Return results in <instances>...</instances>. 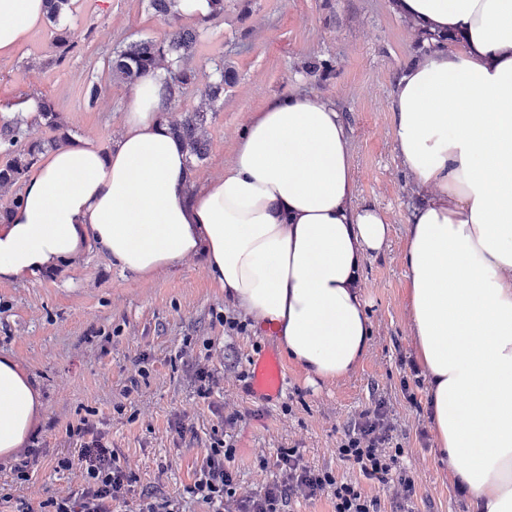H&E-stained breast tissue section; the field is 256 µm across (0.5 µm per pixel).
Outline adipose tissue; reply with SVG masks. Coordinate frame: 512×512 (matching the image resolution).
Instances as JSON below:
<instances>
[{
	"instance_id": "ef3b65f1",
	"label": "adipose tissue",
	"mask_w": 512,
	"mask_h": 512,
	"mask_svg": "<svg viewBox=\"0 0 512 512\" xmlns=\"http://www.w3.org/2000/svg\"><path fill=\"white\" fill-rule=\"evenodd\" d=\"M392 9L460 44L414 61L391 100L420 198L407 219L408 311L439 461L466 485L469 512H512V0ZM46 14L44 0H0V57ZM170 108L161 69L133 86L109 150L49 153L0 224V281L56 270L90 242L136 277L198 257L308 379L349 376L373 333L361 266L389 226L356 200L341 112L314 92L272 97L223 176L195 191ZM40 411L17 362L0 357V453L23 447Z\"/></svg>"
}]
</instances>
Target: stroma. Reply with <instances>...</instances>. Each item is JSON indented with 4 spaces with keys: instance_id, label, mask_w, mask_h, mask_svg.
<instances>
[{
    "instance_id": "1",
    "label": "stroma",
    "mask_w": 512,
    "mask_h": 512,
    "mask_svg": "<svg viewBox=\"0 0 512 512\" xmlns=\"http://www.w3.org/2000/svg\"><path fill=\"white\" fill-rule=\"evenodd\" d=\"M66 25L73 49L63 64L47 63L56 54L47 22L12 56L0 58V115L44 94L58 105L74 140L105 149L122 127L130 93L112 80L105 59L124 38L159 39L168 26L146 0H74ZM422 53L391 0H251L245 11L237 0H225L224 16L209 23L194 64L223 58L237 80L213 115L209 154L191 187L223 174L239 131L271 97L300 90L334 102L349 128L357 196L382 210L390 224L382 250L362 265L373 323L368 353L355 372L335 382H310L286 363L282 395L272 402L254 399L235 370L279 348V338L258 322L245 334L225 336L217 317L233 307L201 259L137 278L89 247L53 273L0 282V356L13 358L40 393L43 414L34 437L44 451L29 481L13 484L2 471L0 485L12 483L13 495L25 499L30 512L67 491L77 478L56 462L78 450L67 431L85 417L136 469L134 496L117 512H134L138 498L152 493L173 499L180 512H208L187 488L213 432L225 429V413L237 410L242 421L225 430L236 448L229 467L239 493H258L271 480L260 455L295 447L308 464L358 481L374 495L377 486L340 463L336 448L349 419L379 394L406 448L401 465L417 481L414 512H466L436 462L430 414L414 408L426 402V388L403 389L416 356L404 252L407 217L418 199L395 150L390 100L401 72ZM315 58L330 60L333 72L307 74L305 65ZM94 82L101 94L91 105L85 88ZM201 364L219 379L206 403L195 394ZM142 367L147 376L139 375ZM182 416L193 431L181 438L174 424Z\"/></svg>"
}]
</instances>
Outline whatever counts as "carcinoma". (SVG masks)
Returning a JSON list of instances; mask_svg holds the SVG:
<instances>
[{"mask_svg":"<svg viewBox=\"0 0 512 512\" xmlns=\"http://www.w3.org/2000/svg\"><path fill=\"white\" fill-rule=\"evenodd\" d=\"M47 20L53 24L57 53L50 63L59 65L71 50L67 29L60 26L62 8H72L71 0H46ZM173 0H148L153 14L165 20L170 30L160 40L135 39L116 47L107 60L112 78L128 85L157 69L167 70L166 86L172 104H177L192 87L197 88L204 105L183 113L180 119L168 121L170 132L182 143L189 162L199 163L207 156L209 145L210 112L224 100V87L232 84L235 72L214 62L209 71L190 66L200 39L197 27L180 24L172 11ZM37 117L56 132L50 139L35 138L30 130L33 122L15 118L0 123V154L6 157L0 166V188L20 185L31 169L50 149L69 142L71 136L54 101L41 97L37 101Z\"/></svg>","mask_w":512,"mask_h":512,"instance_id":"1","label":"carcinoma"}]
</instances>
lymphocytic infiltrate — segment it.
I'll use <instances>...</instances> for the list:
<instances>
[{
	"label": "lymphocytic infiltrate",
	"mask_w": 512,
	"mask_h": 512,
	"mask_svg": "<svg viewBox=\"0 0 512 512\" xmlns=\"http://www.w3.org/2000/svg\"><path fill=\"white\" fill-rule=\"evenodd\" d=\"M386 399L379 398L362 409L347 425L336 456L362 477L377 481L391 494V512H402L416 494L415 479L399 466L405 448L395 434ZM82 440L77 454L58 459L62 470L78 471L80 486L64 495L48 497L43 512H112L113 504L126 503L137 481V474L122 461L117 449L105 441L104 433L89 419L75 429ZM233 444L217 437L206 448L201 466L194 474L190 494L208 505L212 512H223L226 502L237 505V512H283L287 501L330 497L333 512H382L381 499L366 494L357 482L338 479L328 468L306 464L298 449H277L274 459L260 457V464H274L276 478L258 494L241 497L228 467Z\"/></svg>",
	"instance_id": "obj_1"
}]
</instances>
